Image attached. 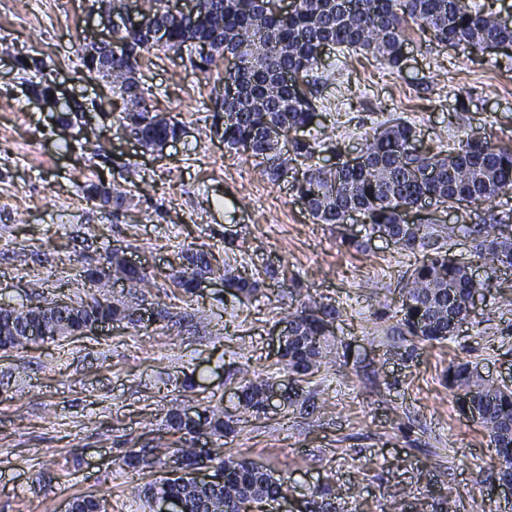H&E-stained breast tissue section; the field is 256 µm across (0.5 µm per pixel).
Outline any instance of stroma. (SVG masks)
I'll return each instance as SVG.
<instances>
[{"label":"stroma","instance_id":"35a3bbf8","mask_svg":"<svg viewBox=\"0 0 512 512\" xmlns=\"http://www.w3.org/2000/svg\"><path fill=\"white\" fill-rule=\"evenodd\" d=\"M111 38L97 0H0V305L95 294L142 316L0 352V512H66L82 495L103 498L106 512H151L141 490L164 468L140 475L122 458L162 435L176 443L163 425L175 403L223 406L236 430L208 438L209 447L284 480L287 503L251 512H298L323 489L331 512H384L396 496L402 512H512V497L490 479L497 454L486 430L444 378L464 359L489 383L512 387V305L483 295L455 336L402 354L390 334L399 282L423 251H401L358 220L317 223L294 172L269 181L255 159L202 137L224 70L193 73L188 52L144 56L156 112L183 133L163 153L141 148L120 127L122 99L82 72L85 49ZM401 54L394 71L362 52L324 50L322 108L304 132L321 143L316 162L332 164L337 147L358 153L364 133L392 117L414 126L423 149L451 150L463 131L512 146V47L445 46L412 21ZM23 58L46 60L57 96L103 99L80 121L89 139L72 138L59 113L34 104ZM102 179L126 183V211L88 196ZM493 214L512 215V191L483 205L433 203L420 219L452 227L442 245L469 263L474 243L463 228ZM345 234L357 247L342 245ZM189 249L208 252L218 272L186 296L169 274ZM115 251L149 270L146 288L133 291L116 273L83 279ZM224 268L258 280L259 293L231 295ZM311 298L341 311L328 333L336 365L300 382L294 406L243 411L240 367L285 381L278 339Z\"/></svg>","mask_w":512,"mask_h":512}]
</instances>
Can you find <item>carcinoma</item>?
I'll return each instance as SVG.
<instances>
[{"label": "carcinoma", "instance_id": "cac0c4a2", "mask_svg": "<svg viewBox=\"0 0 512 512\" xmlns=\"http://www.w3.org/2000/svg\"><path fill=\"white\" fill-rule=\"evenodd\" d=\"M137 27H112L113 40L121 43L119 53L108 54V43L91 47L80 57L89 74L112 79V93L127 104L120 125L147 150H159L182 133L178 121L151 110V92L140 81L142 53L150 49L184 48L197 53L189 58L193 69L203 73L225 60L224 78L212 91V123L204 127L207 138L219 137L230 151L243 152L265 164L263 174L271 181L281 178L294 162L301 166L296 189L311 216L322 224L348 223L349 213L363 216L372 233L385 235L401 250L414 252L427 246V225L411 224L407 211L421 200L441 204H486L512 190V148L500 146L468 133L450 151L416 150L413 126L402 118L364 134L362 151L366 161L352 167L334 147L336 163L331 168L313 162L320 143L297 137L308 128L318 111L315 83L310 73L319 67L320 46L370 53L392 69H400L399 47L407 19L421 22L437 42L447 46L467 44L482 50L491 42L512 44V28L484 13L469 0H294L282 12L272 8L274 0H197L196 13L174 14L165 0H146ZM161 36H156L157 32ZM30 92L42 98L70 122L82 116L79 102H62L51 95L54 87L41 59L20 62ZM89 197L100 200L117 215L128 201V191L119 183L99 182L88 189ZM473 236L475 257L481 264L512 269V225L493 219L491 224L468 228ZM108 266L136 288L149 282L143 269L130 271L117 253ZM215 274L207 253L186 251L183 263L171 274L173 284L194 294L209 275ZM224 287L245 297L258 292L254 279L224 275ZM491 283L475 281L468 267L446 252H434L417 265L403 286L401 317L395 333L398 343L412 349L418 343L432 344L455 335V321L467 310L471 290L484 291ZM57 311L56 303L19 308L0 306V350L9 352L31 344L25 329L36 315L67 320L78 329L88 321L128 316L119 304H95ZM340 310L311 300L288 317V337L281 359L292 382H300L317 371L326 359L325 336ZM448 386L455 391L464 412L478 417L496 448V479H512V388L485 382L468 361L448 365ZM265 380H247L241 385L240 405L263 411ZM197 419L185 421L173 408L166 413V429L180 435L179 458L196 456L191 434L199 427L221 438L233 431V420L224 411L205 407ZM124 464L133 471H147L165 464L155 448H142L126 455ZM253 462L223 459L221 486L198 485L181 477L165 476L142 489L146 502L159 493L180 498L187 512H239L238 504L259 502L283 491V484L268 469L253 472ZM73 512H104L94 496L78 497Z\"/></svg>", "mask_w": 512, "mask_h": 512}]
</instances>
